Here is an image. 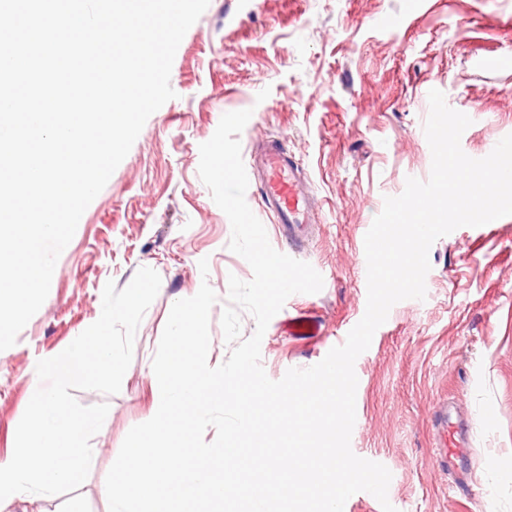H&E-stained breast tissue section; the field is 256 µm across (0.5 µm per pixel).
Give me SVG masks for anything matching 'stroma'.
I'll use <instances>...</instances> for the list:
<instances>
[{
  "label": "stroma",
  "instance_id": "1",
  "mask_svg": "<svg viewBox=\"0 0 512 512\" xmlns=\"http://www.w3.org/2000/svg\"><path fill=\"white\" fill-rule=\"evenodd\" d=\"M210 0L174 59L175 99L153 113L126 158L82 216L60 255L47 299L0 351V458L34 392L38 360L65 349L94 323L107 282L124 288L139 268L161 277L137 330L121 390L75 391L85 406L108 403L91 440L93 469L75 496L107 512L99 482L129 429L150 418V367L173 303L202 283L210 311L211 362L231 347L221 316L228 277L250 280L228 248L231 225L198 174L199 146L223 114L252 109L239 136L251 162L275 136L300 159L323 200L319 231L299 258L324 276L316 294H295L261 342L269 378L320 362L366 310L364 238L385 197L407 177L428 179L422 120L428 93L472 123L461 147L480 158L512 134V70L479 63L512 55V0ZM208 259V273L199 262ZM425 300L395 304L355 362L353 452L386 466L397 512H512V216L461 227L429 252ZM313 317L320 334L298 342L289 317ZM449 401L469 426V480L434 468V407Z\"/></svg>",
  "mask_w": 512,
  "mask_h": 512
}]
</instances>
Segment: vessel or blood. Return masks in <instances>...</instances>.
Returning a JSON list of instances; mask_svg holds the SVG:
<instances>
[{"label": "vessel or blood", "instance_id": "obj_1", "mask_svg": "<svg viewBox=\"0 0 512 512\" xmlns=\"http://www.w3.org/2000/svg\"><path fill=\"white\" fill-rule=\"evenodd\" d=\"M255 162L263 204L274 215L281 237L288 245H295L310 235L316 222V195L309 180L301 164L288 154L279 141H267ZM288 333L295 339L306 340L318 335L319 327L310 316L301 313L290 318ZM439 415L433 464L438 468H446L462 463L469 450L463 441L459 420L453 418L444 407L440 408Z\"/></svg>", "mask_w": 512, "mask_h": 512}]
</instances>
